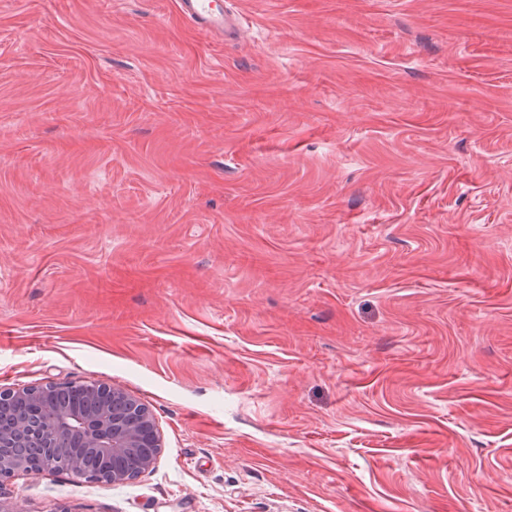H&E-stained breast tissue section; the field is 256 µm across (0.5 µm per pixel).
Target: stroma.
I'll return each mask as SVG.
<instances>
[{
  "label": "stroma",
  "instance_id": "obj_1",
  "mask_svg": "<svg viewBox=\"0 0 512 512\" xmlns=\"http://www.w3.org/2000/svg\"><path fill=\"white\" fill-rule=\"evenodd\" d=\"M0 0V389L154 468L15 512H512V0ZM180 12L207 33L218 34L225 41L237 42L244 32V22L227 10L222 0H178ZM78 383L73 381H61L49 383V386H22L17 388L0 389V395L3 398L14 399H41L43 392L47 388H53L56 391H63L74 387ZM92 390L98 399L95 406H46L55 423L54 434L42 446L46 470L64 471L75 477L116 485L131 480L118 464L122 457L137 455L141 462L140 473L152 469L161 450V438L149 407L120 387L97 382ZM71 431L85 432V448H91L100 459L111 458L101 464L92 456L87 464L85 454L70 450L83 448L76 438L66 437ZM64 437L67 448H62L60 443ZM88 466L90 469L103 466L112 473L92 475Z\"/></svg>",
  "mask_w": 512,
  "mask_h": 512
}]
</instances>
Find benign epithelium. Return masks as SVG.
<instances>
[{
	"instance_id": "1",
	"label": "benign epithelium",
	"mask_w": 512,
	"mask_h": 512,
	"mask_svg": "<svg viewBox=\"0 0 512 512\" xmlns=\"http://www.w3.org/2000/svg\"><path fill=\"white\" fill-rule=\"evenodd\" d=\"M45 390L44 386L1 388L0 396L39 399ZM92 390L98 399L92 407L65 404L47 407L55 431L43 443L46 469L112 485L129 480V475L118 464L122 457L136 455L140 458L141 471L152 469L161 450V438L149 407L120 387L97 382ZM72 431L84 432L85 447L96 452L99 458H112V473L92 474L85 454L61 446V440Z\"/></svg>"
}]
</instances>
